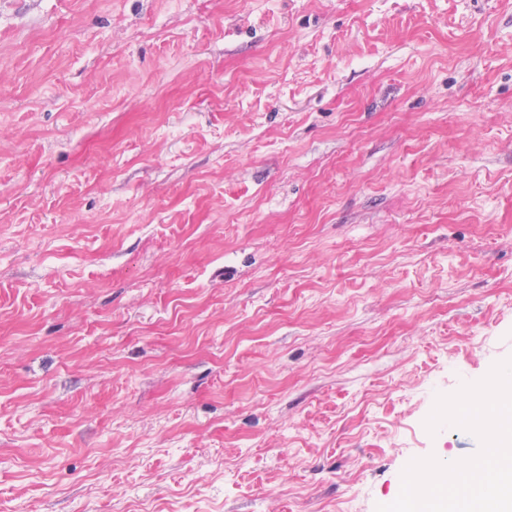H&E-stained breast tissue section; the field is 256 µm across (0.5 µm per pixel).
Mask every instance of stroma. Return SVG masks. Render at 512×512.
Wrapping results in <instances>:
<instances>
[{
    "label": "stroma",
    "instance_id": "35a3bbf8",
    "mask_svg": "<svg viewBox=\"0 0 512 512\" xmlns=\"http://www.w3.org/2000/svg\"><path fill=\"white\" fill-rule=\"evenodd\" d=\"M512 357V0H0V512H376Z\"/></svg>",
    "mask_w": 512,
    "mask_h": 512
}]
</instances>
